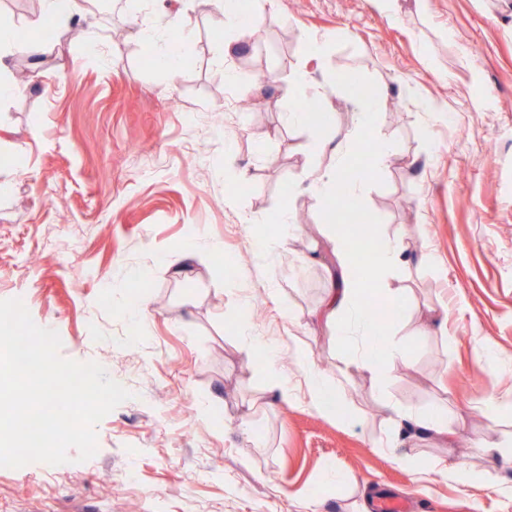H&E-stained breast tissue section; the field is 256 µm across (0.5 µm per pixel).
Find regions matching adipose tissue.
<instances>
[{
  "label": "adipose tissue",
  "mask_w": 512,
  "mask_h": 512,
  "mask_svg": "<svg viewBox=\"0 0 512 512\" xmlns=\"http://www.w3.org/2000/svg\"><path fill=\"white\" fill-rule=\"evenodd\" d=\"M382 96V91L378 90L373 94L355 98L356 124L349 131L337 128L333 113H326L325 122L312 142V149L317 154H331L338 160L339 165L335 176L330 180H323L319 176L311 177L308 190L320 200L335 197L341 190L346 191L349 196H357L360 182L347 178L346 173L351 168L350 159L355 141L360 139L363 131L375 127L376 110ZM335 231L337 236L332 239L331 247L337 263L335 268L326 272L328 285L313 315L330 329L332 335L345 339L350 334V325L341 321L339 315L345 312L357 315L359 320H366L368 310L361 304L364 289L378 290L380 297L393 304L404 303L402 289L390 287L387 277L389 267L407 263L408 254L403 234L387 235L376 244L375 263L366 266L359 262L345 225H336ZM297 365L304 378L311 404L328 416H340L342 403L335 386L323 379L306 353H299Z\"/></svg>",
  "instance_id": "1"
}]
</instances>
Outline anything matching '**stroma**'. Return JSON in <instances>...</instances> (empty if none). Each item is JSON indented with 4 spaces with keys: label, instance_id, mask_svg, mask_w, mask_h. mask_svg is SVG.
<instances>
[{
    "label": "stroma",
    "instance_id": "1",
    "mask_svg": "<svg viewBox=\"0 0 512 512\" xmlns=\"http://www.w3.org/2000/svg\"><path fill=\"white\" fill-rule=\"evenodd\" d=\"M255 7L256 31L226 27L211 0H101L88 18L0 0L7 32L49 49L39 80L0 95V181L12 184L0 300H21L58 333L60 357L97 362L131 393L98 423L91 459L72 449L65 464L0 467V512H373L382 489L413 512H512V453L479 447L512 450V0ZM172 15L188 33L173 73L152 54ZM228 41L245 54L225 56ZM304 68L346 129L355 106L336 93L339 73L387 92L368 142L396 155L359 203L381 234L404 235L411 262L391 279L408 293L384 331L400 358L380 394L354 362L360 337L339 341L310 317L336 258L326 209L294 187L336 160L311 156L316 126L288 120ZM289 209L301 216L290 250L257 259L255 237ZM312 244L322 264L300 265ZM187 245L208 259L185 280L164 259ZM270 346L291 397L269 390ZM300 349L335 383L343 418L305 398ZM390 402L447 407L453 435L398 436ZM439 459L465 476L433 469ZM330 466L341 482L326 483Z\"/></svg>",
    "mask_w": 512,
    "mask_h": 512
}]
</instances>
